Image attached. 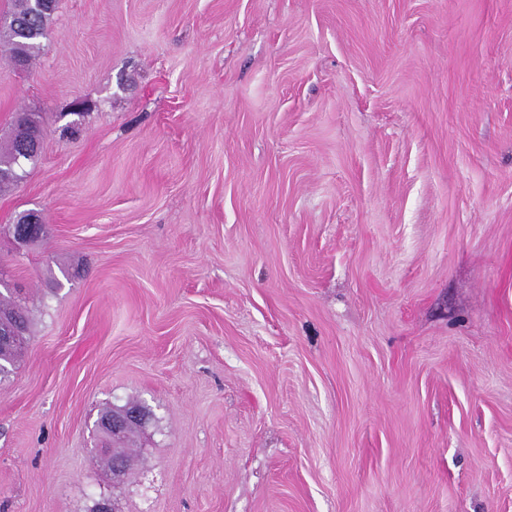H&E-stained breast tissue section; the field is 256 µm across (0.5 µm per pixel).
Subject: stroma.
<instances>
[{
    "label": "stroma",
    "mask_w": 512,
    "mask_h": 512,
    "mask_svg": "<svg viewBox=\"0 0 512 512\" xmlns=\"http://www.w3.org/2000/svg\"><path fill=\"white\" fill-rule=\"evenodd\" d=\"M24 110L0 512H512V0H60ZM131 403L126 404L125 406L118 407V408H112L108 407L104 409L100 416L99 425L101 428L105 431H107L110 434L111 440L113 444H115L118 439L123 435V430L129 421H136L138 422L142 427L147 423L149 417L147 414H145L144 410L140 407L128 409L120 416H112L114 414L121 413L128 405ZM109 417V418H107ZM101 418H105L101 421ZM135 431L133 429H129L125 431V434L123 435V438L117 445H120L124 443L123 447L128 444L132 434Z\"/></svg>",
    "instance_id": "35a3bbf8"
}]
</instances>
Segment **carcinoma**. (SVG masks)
I'll list each match as a JSON object with an SVG mask.
<instances>
[{"instance_id": "obj_1", "label": "carcinoma", "mask_w": 512, "mask_h": 512, "mask_svg": "<svg viewBox=\"0 0 512 512\" xmlns=\"http://www.w3.org/2000/svg\"><path fill=\"white\" fill-rule=\"evenodd\" d=\"M59 0L53 6L34 9L29 0H11L5 16L12 18L9 24H0V43L7 46L9 56L18 60L19 65L29 64L35 53L41 49V41L51 35L53 16ZM41 142V121L37 112H20L15 119L13 136L0 150V192L17 185L26 177V171L19 167V140Z\"/></svg>"}]
</instances>
